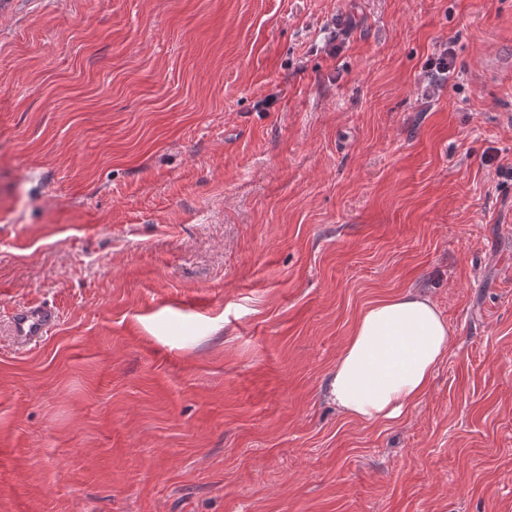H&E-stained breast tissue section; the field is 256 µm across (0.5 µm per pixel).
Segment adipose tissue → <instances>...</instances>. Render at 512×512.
<instances>
[{
  "mask_svg": "<svg viewBox=\"0 0 512 512\" xmlns=\"http://www.w3.org/2000/svg\"><path fill=\"white\" fill-rule=\"evenodd\" d=\"M451 339L447 320L419 291L370 303L330 379L337 410L365 424L400 416L428 392Z\"/></svg>",
  "mask_w": 512,
  "mask_h": 512,
  "instance_id": "1",
  "label": "adipose tissue"
}]
</instances>
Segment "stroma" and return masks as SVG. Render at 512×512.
Segmentation results:
<instances>
[{
    "instance_id": "stroma-1",
    "label": "stroma",
    "mask_w": 512,
    "mask_h": 512,
    "mask_svg": "<svg viewBox=\"0 0 512 512\" xmlns=\"http://www.w3.org/2000/svg\"><path fill=\"white\" fill-rule=\"evenodd\" d=\"M408 288L427 395L340 414ZM0 450V512H512V0H11ZM451 339L435 302L417 290L370 303L330 379L337 410L365 424L400 416L428 392ZM55 321L54 312L45 306L28 308L15 319V335L21 342L37 340Z\"/></svg>"
}]
</instances>
